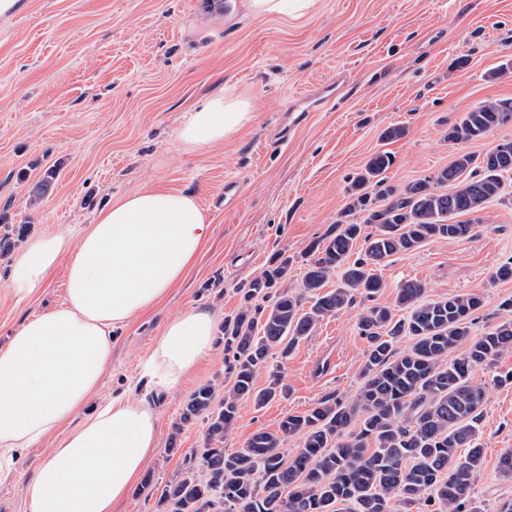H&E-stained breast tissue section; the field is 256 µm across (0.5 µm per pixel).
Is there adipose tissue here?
Instances as JSON below:
<instances>
[{
	"label": "adipose tissue",
	"instance_id": "adipose-tissue-1",
	"mask_svg": "<svg viewBox=\"0 0 512 512\" xmlns=\"http://www.w3.org/2000/svg\"><path fill=\"white\" fill-rule=\"evenodd\" d=\"M254 118L248 100L220 92L189 111L178 137L203 148L234 137ZM212 234L196 197L139 189L101 210L79 237H32L12 259L10 287L28 296L63 271L64 304L23 324L0 346V472L22 451L50 443L21 476L23 512H112L157 448L160 416L147 401L101 395L114 330L178 285ZM216 313L172 317L141 364L157 392L182 382L214 345Z\"/></svg>",
	"mask_w": 512,
	"mask_h": 512
}]
</instances>
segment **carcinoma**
Listing matches in <instances>:
<instances>
[{"label": "carcinoma", "instance_id": "obj_1", "mask_svg": "<svg viewBox=\"0 0 512 512\" xmlns=\"http://www.w3.org/2000/svg\"><path fill=\"white\" fill-rule=\"evenodd\" d=\"M509 123L512 101L483 102L448 127L447 139L480 140ZM393 163L394 156L381 151L353 178L342 219L304 253L301 291L280 289L294 262L281 252L251 282L240 310L224 318L233 384L216 407L212 387L196 389L173 424L178 434L202 416L207 429L195 463L162 488L164 512H393L394 500L424 506V512H480L471 489L483 470L478 423L486 390L473 382V372L512 355V298L500 304L508 318L473 336L481 295L427 300L423 282L406 280L396 306L408 315L398 318L395 309L376 304L382 288L377 267L434 238L473 236L477 225L458 217L504 201L512 141L481 156L461 153L436 175L402 189L383 177ZM356 215L363 220L352 221ZM367 224L376 233L364 234ZM337 270L341 286L322 291ZM306 296L312 300L307 309ZM358 297L371 305L358 319L368 349L356 400L327 396L285 415L278 433L258 431L246 448L226 452L224 435L240 402L261 408L283 393L275 376L256 387L271 350L288 358L320 320ZM404 336L413 344L397 354L394 343ZM459 347L462 354L448 360ZM290 437L299 438L291 456L281 451Z\"/></svg>", "mask_w": 512, "mask_h": 512}]
</instances>
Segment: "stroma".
Masks as SVG:
<instances>
[{
    "mask_svg": "<svg viewBox=\"0 0 512 512\" xmlns=\"http://www.w3.org/2000/svg\"><path fill=\"white\" fill-rule=\"evenodd\" d=\"M0 17V225L27 224L31 235L80 233L114 200L143 187L195 195L212 235L184 280L153 310L115 333L102 391L139 396L142 357L166 322L191 306L219 317L238 311L251 281L280 251L302 254L340 218L347 190L376 153L395 162L389 184L403 187L447 167L458 154L480 155L512 140V125L454 144L446 133L464 112L487 100H512V0H314L304 14L253 16L247 0H19ZM497 79H489L491 71ZM228 89L253 105L254 120L233 139L206 148L183 144L177 131L195 105ZM393 126L405 137L383 141ZM241 198L224 205V181ZM50 187L37 205L34 188ZM468 239L437 238L378 268L377 302L391 306L399 285L422 281L438 300L477 293L484 307L472 326L499 324L512 282L494 280L512 258V204L476 213ZM12 253L0 255V345L29 317L61 304L63 272L32 296L8 285ZM365 303L325 317L288 359L269 357L256 378L278 370L286 387L263 408L240 404L224 437L245 448L257 431L278 432L284 416L338 395L354 400L368 348L357 321ZM512 356L476 369L487 399L479 422L486 465L472 486L480 512L512 500V478L496 469L512 450V386L496 385ZM229 380L224 340L179 387L156 398L162 437L146 471L157 486L178 480L203 445L202 421L170 441L189 395ZM45 448L23 453L0 473V512H23L19 476Z\"/></svg>",
    "mask_w": 512,
    "mask_h": 512,
    "instance_id": "1",
    "label": "stroma"
}]
</instances>
